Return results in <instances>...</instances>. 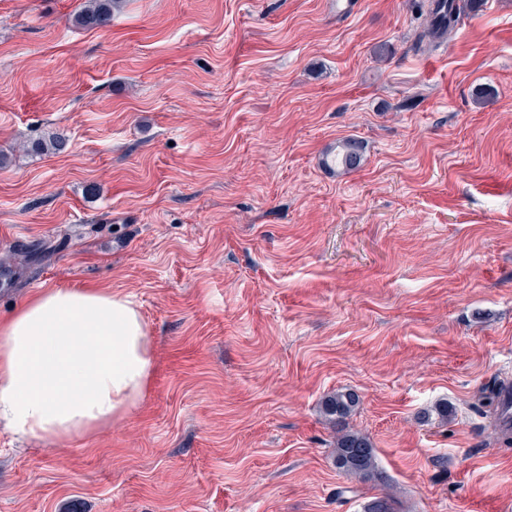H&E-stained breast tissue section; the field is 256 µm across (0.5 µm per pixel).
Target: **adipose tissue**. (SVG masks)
<instances>
[{"mask_svg":"<svg viewBox=\"0 0 512 512\" xmlns=\"http://www.w3.org/2000/svg\"><path fill=\"white\" fill-rule=\"evenodd\" d=\"M153 369L135 303L47 288L0 318V428L58 445L129 416Z\"/></svg>","mask_w":512,"mask_h":512,"instance_id":"obj_1","label":"adipose tissue"}]
</instances>
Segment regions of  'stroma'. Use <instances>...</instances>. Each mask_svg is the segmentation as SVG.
I'll use <instances>...</instances> for the list:
<instances>
[{"instance_id":"1","label":"stroma","mask_w":512,"mask_h":512,"mask_svg":"<svg viewBox=\"0 0 512 512\" xmlns=\"http://www.w3.org/2000/svg\"><path fill=\"white\" fill-rule=\"evenodd\" d=\"M81 2L0 0V271L55 247L0 316L105 288L154 366L67 446L1 430L0 512H512L478 399L512 379V0L426 52L414 0H122L91 30ZM346 138L360 166L326 167ZM341 389L381 480L332 461Z\"/></svg>"}]
</instances>
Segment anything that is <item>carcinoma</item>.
<instances>
[{"instance_id":"1","label":"carcinoma","mask_w":512,"mask_h":512,"mask_svg":"<svg viewBox=\"0 0 512 512\" xmlns=\"http://www.w3.org/2000/svg\"><path fill=\"white\" fill-rule=\"evenodd\" d=\"M118 6L119 0H84L74 15V23L84 29L101 27L111 20L112 10ZM466 7V0H426V25L418 36L416 48H421L425 42L439 46L440 40L459 24ZM67 148L68 139L60 133L51 132L33 146L32 152L37 155L59 154ZM362 157V143L347 138L336 143L332 153L324 159V164L350 171L360 166ZM358 404L357 393L348 389L338 390L324 398L321 412L336 433L333 450L336 467L361 481L377 480L380 473L376 470L373 446L363 433L350 427L348 422Z\"/></svg>"}]
</instances>
